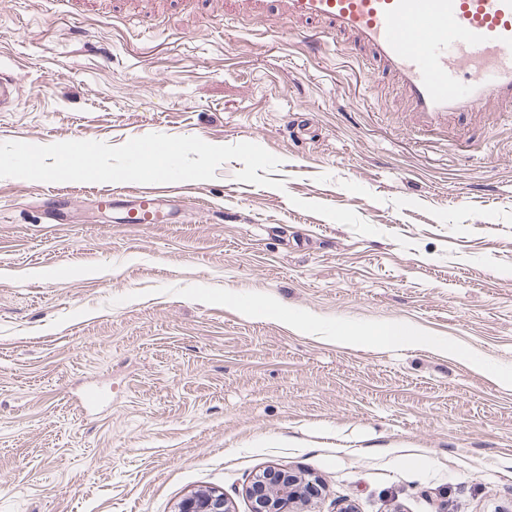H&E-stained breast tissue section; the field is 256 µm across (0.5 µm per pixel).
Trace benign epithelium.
Returning <instances> with one entry per match:
<instances>
[{"label":"benign epithelium","instance_id":"obj_1","mask_svg":"<svg viewBox=\"0 0 512 512\" xmlns=\"http://www.w3.org/2000/svg\"><path fill=\"white\" fill-rule=\"evenodd\" d=\"M321 481L291 470L269 467L255 476L246 489L251 512H306L311 498L318 495ZM177 512H233L217 490L194 491L178 505Z\"/></svg>","mask_w":512,"mask_h":512}]
</instances>
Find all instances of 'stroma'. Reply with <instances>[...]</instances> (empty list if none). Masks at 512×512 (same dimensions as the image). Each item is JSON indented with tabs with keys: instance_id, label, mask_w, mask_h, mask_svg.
<instances>
[{
	"instance_id": "1",
	"label": "stroma",
	"mask_w": 512,
	"mask_h": 512,
	"mask_svg": "<svg viewBox=\"0 0 512 512\" xmlns=\"http://www.w3.org/2000/svg\"><path fill=\"white\" fill-rule=\"evenodd\" d=\"M313 35L224 0H0V142H253L285 184L232 160L128 224L61 182L53 224L46 183L0 178V512H248L270 466L323 479L313 512H512V112L424 130ZM391 323L456 351L334 339ZM20 81L17 72L0 70V112H7L17 105ZM231 505L217 490L194 491L178 505L177 512H233Z\"/></svg>"
}]
</instances>
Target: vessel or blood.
I'll return each mask as SVG.
<instances>
[{
    "label": "vessel or blood",
    "instance_id": "1",
    "mask_svg": "<svg viewBox=\"0 0 512 512\" xmlns=\"http://www.w3.org/2000/svg\"><path fill=\"white\" fill-rule=\"evenodd\" d=\"M289 21L314 25L320 40L363 52L389 74L414 117L512 108V0H284ZM21 78L0 70V112L19 100ZM130 221L165 217L161 191L147 188Z\"/></svg>",
    "mask_w": 512,
    "mask_h": 512
}]
</instances>
